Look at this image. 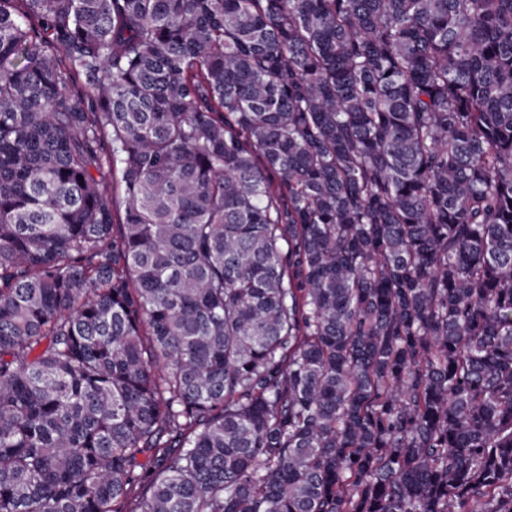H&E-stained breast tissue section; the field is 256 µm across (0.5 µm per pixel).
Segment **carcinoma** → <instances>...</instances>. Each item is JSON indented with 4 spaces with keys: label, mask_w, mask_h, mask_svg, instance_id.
Returning a JSON list of instances; mask_svg holds the SVG:
<instances>
[{
    "label": "carcinoma",
    "mask_w": 512,
    "mask_h": 512,
    "mask_svg": "<svg viewBox=\"0 0 512 512\" xmlns=\"http://www.w3.org/2000/svg\"><path fill=\"white\" fill-rule=\"evenodd\" d=\"M0 512H512V0H0Z\"/></svg>",
    "instance_id": "1"
}]
</instances>
